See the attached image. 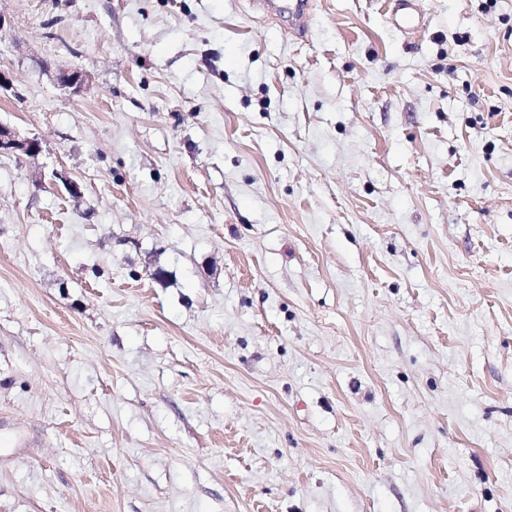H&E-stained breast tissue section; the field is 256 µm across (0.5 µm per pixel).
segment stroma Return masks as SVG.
<instances>
[{"label": "stroma", "mask_w": 512, "mask_h": 512, "mask_svg": "<svg viewBox=\"0 0 512 512\" xmlns=\"http://www.w3.org/2000/svg\"><path fill=\"white\" fill-rule=\"evenodd\" d=\"M423 7L0 0V512H512V0ZM252 10L275 23L292 37H303L309 30L312 0H251ZM425 17L422 0H390L387 11L389 25L409 35L423 23ZM37 142L33 138L19 139L15 132L6 126H0V155L10 156L22 151L26 155H34Z\"/></svg>", "instance_id": "stroma-1"}]
</instances>
